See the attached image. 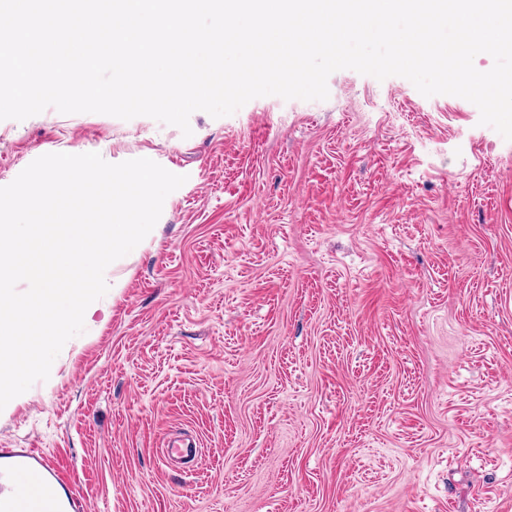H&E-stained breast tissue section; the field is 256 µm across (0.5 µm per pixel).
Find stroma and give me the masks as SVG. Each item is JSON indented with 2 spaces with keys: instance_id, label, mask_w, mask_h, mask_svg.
I'll use <instances>...</instances> for the list:
<instances>
[{
  "instance_id": "obj_1",
  "label": "stroma",
  "mask_w": 512,
  "mask_h": 512,
  "mask_svg": "<svg viewBox=\"0 0 512 512\" xmlns=\"http://www.w3.org/2000/svg\"><path fill=\"white\" fill-rule=\"evenodd\" d=\"M190 137L147 116L0 120L185 183L105 277L0 448L68 460L86 512H512V141L454 95L332 73ZM193 439L195 464L171 461Z\"/></svg>"
}]
</instances>
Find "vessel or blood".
<instances>
[{"label": "vessel or blood", "mask_w": 512, "mask_h": 512, "mask_svg": "<svg viewBox=\"0 0 512 512\" xmlns=\"http://www.w3.org/2000/svg\"><path fill=\"white\" fill-rule=\"evenodd\" d=\"M0 453L13 460L8 481L0 482V490L5 493L0 499V512H47L45 475L51 461L28 448H7Z\"/></svg>", "instance_id": "obj_1"}]
</instances>
